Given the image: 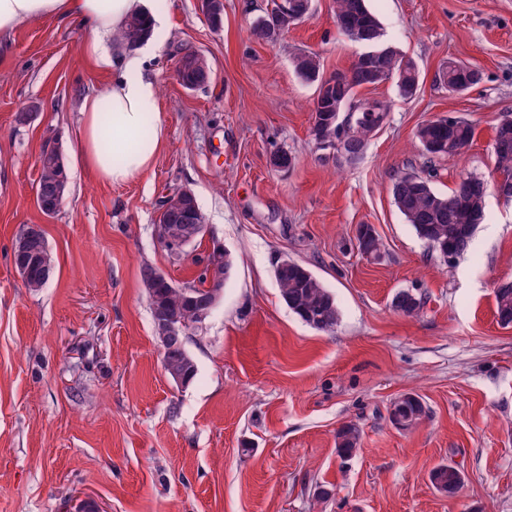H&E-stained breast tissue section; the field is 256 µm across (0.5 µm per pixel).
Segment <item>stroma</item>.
Wrapping results in <instances>:
<instances>
[{
  "label": "stroma",
  "instance_id": "35a3bbf8",
  "mask_svg": "<svg viewBox=\"0 0 512 512\" xmlns=\"http://www.w3.org/2000/svg\"><path fill=\"white\" fill-rule=\"evenodd\" d=\"M168 30L149 65L168 134L137 179L103 183L70 166L60 209L36 203L37 158L54 133L76 148L85 97L110 75L84 60L87 24L21 25L0 49V512H512V325L494 290L512 280V199L489 192L467 250L446 260L392 202L394 179L428 176L447 193L459 177L494 179L492 144L512 112V0H368L383 38L420 69L419 91L395 81L356 91L391 108L362 155L321 150L311 134L315 84L294 69L319 55L324 75L356 49L339 33L332 0L268 43L250 24L270 0H224L213 29L199 0H150ZM201 53L207 84L193 90L175 68ZM483 73L457 93L438 82L451 60ZM37 104L24 124L16 114ZM475 127L464 154L428 157L417 126L437 115ZM291 167L275 169L272 152ZM187 187L207 224L201 246L170 255L155 237L161 201ZM40 225L53 272L32 292L11 250ZM373 225L378 260L354 245ZM220 243L233 266L219 305L186 338L197 375L180 388L163 369L140 268L196 282L195 254ZM307 267L335 297L334 331L311 328L283 302L281 258ZM425 295L415 316L395 294ZM406 393L428 408L416 426L391 424ZM361 432L348 460L345 424ZM452 461L455 495L430 472ZM329 497H319V489ZM360 432L354 425L343 426L336 435V449L340 456L349 457L356 451ZM432 486L439 492L454 495L462 487L464 478L462 471L453 464H439L430 472Z\"/></svg>",
  "mask_w": 512,
  "mask_h": 512
}]
</instances>
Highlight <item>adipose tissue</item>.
<instances>
[{
  "instance_id": "ef3b65f1",
  "label": "adipose tissue",
  "mask_w": 512,
  "mask_h": 512,
  "mask_svg": "<svg viewBox=\"0 0 512 512\" xmlns=\"http://www.w3.org/2000/svg\"><path fill=\"white\" fill-rule=\"evenodd\" d=\"M145 16L150 36L143 48L128 50L113 36L132 16ZM34 19H81L90 35L85 53L95 65L112 72V80L83 102L77 134V162L95 179L123 184L147 172L165 140L167 127L158 83L148 74V60L160 45L165 19L147 0H0V38ZM153 118L149 138L139 133Z\"/></svg>"
}]
</instances>
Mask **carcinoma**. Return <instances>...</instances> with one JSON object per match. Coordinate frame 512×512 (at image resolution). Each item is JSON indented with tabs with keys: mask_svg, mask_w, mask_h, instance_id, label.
I'll list each match as a JSON object with an SVG mask.
<instances>
[{
	"mask_svg": "<svg viewBox=\"0 0 512 512\" xmlns=\"http://www.w3.org/2000/svg\"><path fill=\"white\" fill-rule=\"evenodd\" d=\"M289 11L266 17V26L277 27L283 32L304 19L311 10V0H290ZM333 14L338 30L362 51H374L367 64L352 63L344 70L348 79L346 88L317 96L312 109V136L317 144L339 145L340 152L350 161L362 154L369 139L375 133V123L387 116L390 106L383 100L373 101V111L358 112L354 120L346 118L348 110L344 99L354 100L355 91L360 87L376 86L392 78L397 80L401 97L412 98L419 87V69L404 57L394 46L383 40L381 27L375 15L368 9L366 0H333ZM147 35L145 19L134 16L114 35V40L129 48L137 46ZM299 77L312 82L323 79L320 57L315 53H304L295 60ZM477 66L450 61L438 73L440 83L450 91L457 87L467 89L475 85ZM512 122V113L500 116L495 128L493 153L495 173L512 180V137L503 145V123ZM415 137L424 150L434 156L461 154L473 141L472 124L459 116L448 121L445 115L420 124ZM69 173L60 152L44 154L35 187L36 202L40 210L51 215L57 212L55 191L68 185ZM490 182L477 175H470L468 181H458L446 195L436 192L430 179L420 174H403L395 178L391 193L394 204L416 234L444 258H455L465 252L476 228L483 223L485 200ZM159 224H188L190 220L180 209L179 198L171 194L161 202ZM355 240L360 254H382L383 243L374 227L361 224ZM275 277L282 300L288 308L310 327L328 332L338 322L339 312L334 296L306 267L290 262L276 268ZM145 289L152 290L153 303L180 317L187 329L195 327L196 301L207 293L205 274H200L198 283L189 285L192 294L187 296L181 288H171L164 281L150 285L143 282ZM498 320L503 326L512 325V281L500 283L495 289ZM424 298L418 294L406 296L400 293L393 299L396 311L414 316L420 313ZM158 342L165 347L167 367L184 374L188 379L197 375L193 357L182 346L181 336H162L155 330ZM396 414L412 424H418L427 415V407L414 394L406 395ZM360 432L354 425L343 426L336 435V449L340 456L349 457L356 451ZM432 486L439 492L454 495L462 487V471L453 464H439L430 472Z\"/></svg>",
	"mask_w": 512,
	"mask_h": 512,
	"instance_id": "obj_1",
	"label": "carcinoma"
}]
</instances>
